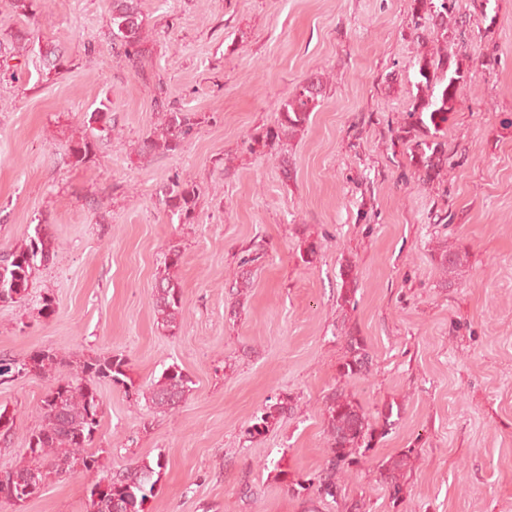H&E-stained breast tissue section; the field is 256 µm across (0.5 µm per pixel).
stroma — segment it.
Returning <instances> with one entry per match:
<instances>
[{
  "label": "stroma",
  "instance_id": "1",
  "mask_svg": "<svg viewBox=\"0 0 512 512\" xmlns=\"http://www.w3.org/2000/svg\"><path fill=\"white\" fill-rule=\"evenodd\" d=\"M412 0H141L145 72L112 48V0H47L42 40L65 65L43 79L38 51L21 82L0 83V249L46 225L54 255L25 303L0 306V355L37 350L75 360L128 357L136 395L103 382L95 447L108 471L163 460L146 512H512V0H458L434 55L461 57L470 83L448 120V166L425 185L402 165L393 132L416 92ZM495 54L494 70L481 67ZM324 74L308 122L270 147L278 107ZM194 112L181 151L139 157L159 122L157 96ZM108 104L112 134L90 162L67 156L87 112ZM181 178L201 195L191 223L160 202ZM449 220L438 223L440 215ZM317 240L313 263L300 258ZM178 245L185 321L157 327L150 296ZM459 247L445 272L438 254ZM261 259L235 289L248 247ZM357 273L341 305L340 269ZM55 311L38 313L43 295ZM364 337L365 375L340 379L350 335ZM192 386L171 413L142 397L170 365ZM51 383L0 384L21 431L0 472L22 458L23 430ZM344 387L370 419L392 424L347 472L344 497L287 486L327 459L324 398ZM285 411L245 430L266 405ZM418 449L392 502L378 462ZM100 473L48 482L20 512H84Z\"/></svg>",
  "mask_w": 512,
  "mask_h": 512
}]
</instances>
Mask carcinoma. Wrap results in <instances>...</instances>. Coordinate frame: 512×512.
I'll return each mask as SVG.
<instances>
[{
    "label": "carcinoma",
    "instance_id": "carcinoma-1",
    "mask_svg": "<svg viewBox=\"0 0 512 512\" xmlns=\"http://www.w3.org/2000/svg\"><path fill=\"white\" fill-rule=\"evenodd\" d=\"M454 0H413V29L420 28L422 16L435 19L440 35L448 36V15L452 14ZM45 0H9V15L32 18ZM112 45L121 51L135 70L142 69L147 18L141 10L140 0H112L110 19ZM8 40L0 37V80H20L18 67L9 65L8 59L23 56L34 41L24 43L25 36L7 33ZM41 56L46 61L45 76L64 66L63 56L55 45L45 44ZM417 82L416 95L406 111L404 125L396 138L408 143L407 166L424 184L437 179L448 164V113L456 110L461 101L468 74L458 60L448 56L435 58L418 53L411 62ZM323 93L321 77L307 78L295 94L278 109V130L265 134L264 145L271 144L282 135L303 127L311 112L319 105ZM160 121L152 135L139 145L137 154L147 157L155 153L180 150L199 125L194 112L172 110L160 105ZM83 136L69 145V157L74 165H83L95 152L98 141L112 134V113L102 106L85 116ZM425 132V138H411L414 129ZM201 187L191 181L176 179L162 189L161 202L171 215L182 224L194 217ZM53 242L42 224H36L28 240L16 247L0 252V304L24 301L42 267L50 260ZM182 253L172 244L168 247L164 269L158 272L152 293V309L157 326L169 336L176 335L183 322V293L173 274L180 265ZM340 301L347 305L353 301L357 278L352 266L340 269ZM348 356L340 367L342 377L360 376L368 371L369 353L364 338L350 336L347 340ZM68 362L47 350H38L24 359L0 357V382L29 376H42L54 366ZM129 359L123 354L89 357L71 366L66 374L53 381L36 407L38 424L27 430L23 461L14 469L16 478L0 477V503L20 506L39 495L52 477L70 476L80 472H95L105 468L99 452L92 450L96 433L104 415V405L97 384L107 381L125 390L133 388L128 374ZM190 379L179 366L173 364L162 374L151 389L142 394L146 405L160 412L179 406L189 391ZM283 403L265 407L247 434L260 433L276 415L282 413ZM325 433L328 441L326 467L318 474L288 486L297 495L314 493L321 498L337 499L343 488L340 475L360 463L372 450L376 428L354 398L335 388L324 401ZM17 429L16 413L0 407V444H11ZM409 448L398 459L378 466L381 481L391 491V498L401 500L403 485L400 476L406 466ZM164 467L162 458L151 464L143 462L125 470L106 475L107 483L100 481L87 487L86 512H145L144 504L154 496L157 481L154 476Z\"/></svg>",
    "mask_w": 512,
    "mask_h": 512
}]
</instances>
